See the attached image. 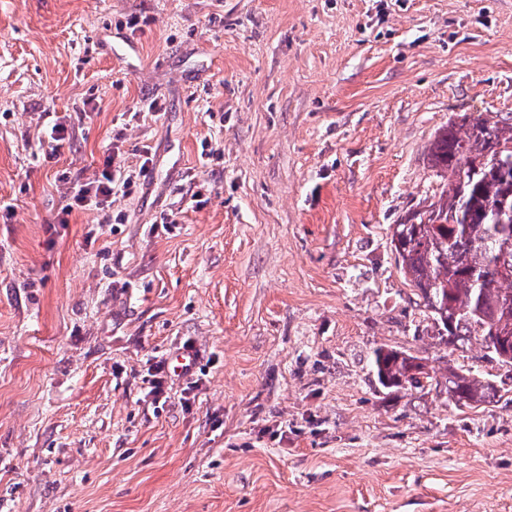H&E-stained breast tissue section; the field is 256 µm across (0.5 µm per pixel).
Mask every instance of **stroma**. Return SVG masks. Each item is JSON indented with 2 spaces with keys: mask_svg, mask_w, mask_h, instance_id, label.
Instances as JSON below:
<instances>
[{
  "mask_svg": "<svg viewBox=\"0 0 512 512\" xmlns=\"http://www.w3.org/2000/svg\"><path fill=\"white\" fill-rule=\"evenodd\" d=\"M464 112H512V0H0V512H512V401L372 369L512 388L391 244ZM117 136L134 192L64 214ZM373 369L378 384L385 390H423L434 380L417 357L384 346L374 351ZM444 388L448 393V403L460 410L479 408L496 397H503L494 379L472 367L459 369L449 365Z\"/></svg>",
  "mask_w": 512,
  "mask_h": 512,
  "instance_id": "obj_1",
  "label": "stroma"
}]
</instances>
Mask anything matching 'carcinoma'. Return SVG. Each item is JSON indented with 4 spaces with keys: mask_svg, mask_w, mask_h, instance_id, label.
<instances>
[{
    "mask_svg": "<svg viewBox=\"0 0 512 512\" xmlns=\"http://www.w3.org/2000/svg\"><path fill=\"white\" fill-rule=\"evenodd\" d=\"M431 168L449 175L439 199L393 225L399 269L448 344L481 337L486 356L512 367V115L472 112L431 143ZM373 369L385 390L432 385L427 366L379 347ZM448 403L475 409L501 397L477 369L448 367Z\"/></svg>",
    "mask_w": 512,
    "mask_h": 512,
    "instance_id": "1",
    "label": "carcinoma"
}]
</instances>
